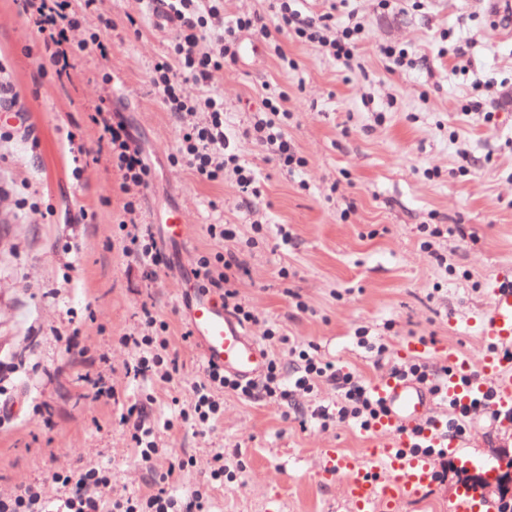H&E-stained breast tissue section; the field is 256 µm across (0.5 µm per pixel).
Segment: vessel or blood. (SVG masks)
I'll list each match as a JSON object with an SVG mask.
<instances>
[{
    "label": "vessel or blood",
    "mask_w": 512,
    "mask_h": 512,
    "mask_svg": "<svg viewBox=\"0 0 512 512\" xmlns=\"http://www.w3.org/2000/svg\"><path fill=\"white\" fill-rule=\"evenodd\" d=\"M185 306L205 366L244 379L260 371L262 350L225 311L223 301L198 293ZM485 334L495 346L512 344V285L494 288ZM446 360L448 379L442 391L449 406L460 412L488 395L492 411L512 415V358L491 352L479 375L456 352H449ZM489 377L494 380L490 387L485 384ZM373 392L388 408L374 425L381 436L370 448L383 475H374L360 460L332 449L326 454L323 474L328 479L343 477L346 494L359 512H396L400 503L419 500L434 486L436 456L457 452L459 442L440 434L438 428L423 427L422 414L431 401L417 383L385 375L374 384ZM448 512H488L487 502L463 487L451 498Z\"/></svg>",
    "instance_id": "obj_1"
}]
</instances>
